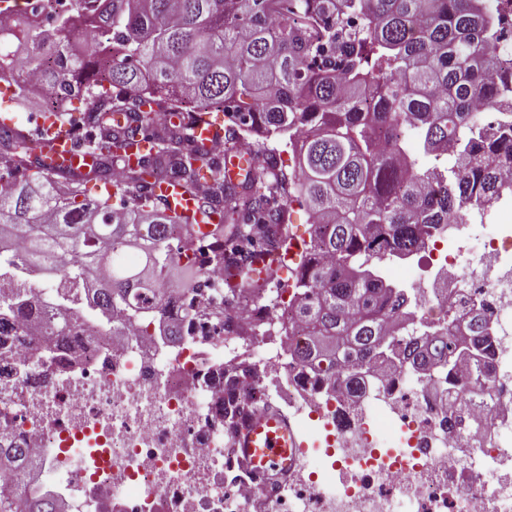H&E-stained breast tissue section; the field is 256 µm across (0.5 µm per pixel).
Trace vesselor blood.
<instances>
[{
  "instance_id": "obj_1",
  "label": "vessel or blood",
  "mask_w": 512,
  "mask_h": 512,
  "mask_svg": "<svg viewBox=\"0 0 512 512\" xmlns=\"http://www.w3.org/2000/svg\"><path fill=\"white\" fill-rule=\"evenodd\" d=\"M224 163L234 180L247 179L252 170L250 157L241 152H228ZM266 259L257 255L251 268L236 275L239 286L261 289L266 285ZM305 443L289 418L268 405L253 413L245 427L234 434L232 449L243 469L265 479L286 477L298 465Z\"/></svg>"
}]
</instances>
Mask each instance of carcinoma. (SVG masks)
<instances>
[{"label": "carcinoma", "mask_w": 512, "mask_h": 512, "mask_svg": "<svg viewBox=\"0 0 512 512\" xmlns=\"http://www.w3.org/2000/svg\"><path fill=\"white\" fill-rule=\"evenodd\" d=\"M498 0H75L51 29L0 18V75L17 78L19 96L44 90L47 106L78 101L85 134L76 146L92 157L84 171L47 167L55 132L31 140L0 125V250L27 241L31 261L84 279L110 277L89 296L106 317L126 311L136 324L152 307L179 304L184 316L229 327L240 289L223 285L206 301L192 288L166 287L171 264H197L204 252L243 267L247 243L281 260L288 212L309 210L311 237L294 267L291 307L303 341L291 356L326 378L354 360L372 361L407 328L392 314L401 290L373 266L403 258L432 224L464 220L470 199L489 201L512 165V124L483 121L479 108L512 114V14ZM375 94L372 111L360 106ZM177 118L155 124L152 113ZM222 112L224 132L300 139L295 168L258 164L241 192L224 180L194 127ZM150 143L128 162L127 150ZM198 193L200 214L169 213L153 179ZM102 188L94 199L87 186ZM218 218L200 239L188 225ZM178 226L176 245L170 230ZM81 319L62 309L56 332ZM472 348L454 352L456 332L421 336L402 361L422 375L463 368L466 391L482 394L485 323H468ZM345 389L361 396L356 371ZM24 448L0 447V512H59L49 498L20 503L5 481L32 471Z\"/></svg>", "instance_id": "cac0c4a2"}]
</instances>
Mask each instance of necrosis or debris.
<instances>
[{"label": "necrosis or debris", "mask_w": 512, "mask_h": 512, "mask_svg": "<svg viewBox=\"0 0 512 512\" xmlns=\"http://www.w3.org/2000/svg\"><path fill=\"white\" fill-rule=\"evenodd\" d=\"M411 286L406 323L427 333L481 314L491 407L472 409L460 385L396 358L373 361L367 395L350 397L300 366L285 347L294 330L281 297L243 290L247 319L280 324L253 339L193 325L178 345L154 318L87 316L66 338L21 323L19 304L54 318L83 286L29 264L21 246L0 252V438L29 449L38 482L11 494H52L60 512H512V184L491 210L471 202L467 222L431 229L415 263L390 265ZM278 407L309 436L320 477L296 471L261 488L224 451V388ZM335 467H325L326 457Z\"/></svg>", "instance_id": "1"}]
</instances>
